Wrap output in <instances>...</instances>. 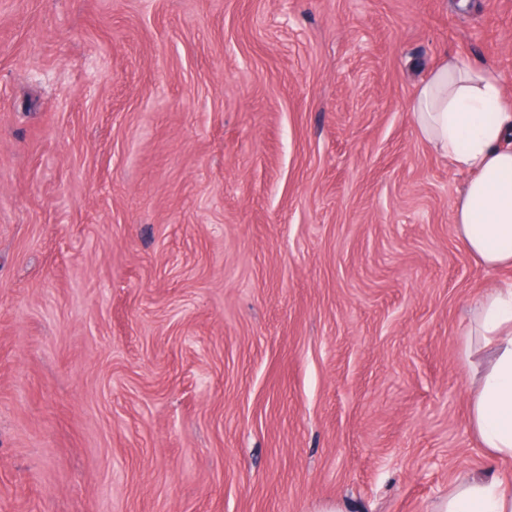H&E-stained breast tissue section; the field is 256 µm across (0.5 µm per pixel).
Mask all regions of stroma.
I'll return each instance as SVG.
<instances>
[{
	"label": "stroma",
	"instance_id": "obj_1",
	"mask_svg": "<svg viewBox=\"0 0 512 512\" xmlns=\"http://www.w3.org/2000/svg\"><path fill=\"white\" fill-rule=\"evenodd\" d=\"M512 0H0V512H439L495 471L512 267L416 128ZM476 336L490 353L470 389V425L495 462L512 461V284L497 286L476 309Z\"/></svg>",
	"mask_w": 512,
	"mask_h": 512
}]
</instances>
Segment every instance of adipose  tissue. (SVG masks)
<instances>
[{"label":"adipose tissue","mask_w":512,"mask_h":512,"mask_svg":"<svg viewBox=\"0 0 512 512\" xmlns=\"http://www.w3.org/2000/svg\"><path fill=\"white\" fill-rule=\"evenodd\" d=\"M421 136L468 171L454 205L465 248L489 269L512 265V99L498 78L454 58L434 69L412 103ZM476 334L490 354L470 389V425L493 461H512V284L476 309ZM441 512H512V488L472 478Z\"/></svg>","instance_id":"ef3b65f1"}]
</instances>
